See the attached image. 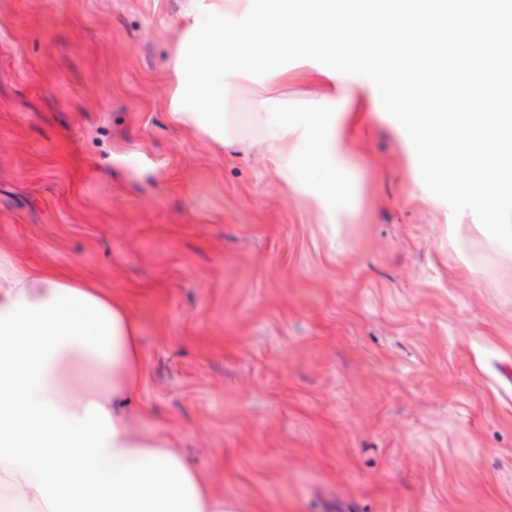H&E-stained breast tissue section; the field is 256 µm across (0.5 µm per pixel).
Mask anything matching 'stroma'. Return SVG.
Here are the masks:
<instances>
[{"instance_id": "stroma-1", "label": "stroma", "mask_w": 512, "mask_h": 512, "mask_svg": "<svg viewBox=\"0 0 512 512\" xmlns=\"http://www.w3.org/2000/svg\"><path fill=\"white\" fill-rule=\"evenodd\" d=\"M182 0H0V251L123 299L142 429L248 512H512V252L460 262L392 118L337 233L169 115Z\"/></svg>"}]
</instances>
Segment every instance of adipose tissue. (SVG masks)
Returning a JSON list of instances; mask_svg holds the SVG:
<instances>
[{
	"label": "adipose tissue",
	"instance_id": "1",
	"mask_svg": "<svg viewBox=\"0 0 512 512\" xmlns=\"http://www.w3.org/2000/svg\"><path fill=\"white\" fill-rule=\"evenodd\" d=\"M300 2L184 0L172 121L218 145L232 136L263 146L289 190L315 197L321 223L332 226L347 131L337 101L389 113L413 171L447 185L430 204L444 212L464 206L512 250V113L454 116L414 91L427 83L435 55L417 45L414 19L468 31L466 4L444 18L430 0H400L380 24L384 45L408 61L396 69L380 49L360 48L371 28L365 0H351L346 12ZM340 29L359 37L337 45ZM287 54L323 82L300 112L290 109ZM256 69L242 123L225 111L224 89ZM143 383L140 330L122 299L53 267L0 257L1 501L22 512H239L186 464L170 434L134 431L132 417L147 412Z\"/></svg>",
	"mask_w": 512,
	"mask_h": 512
}]
</instances>
